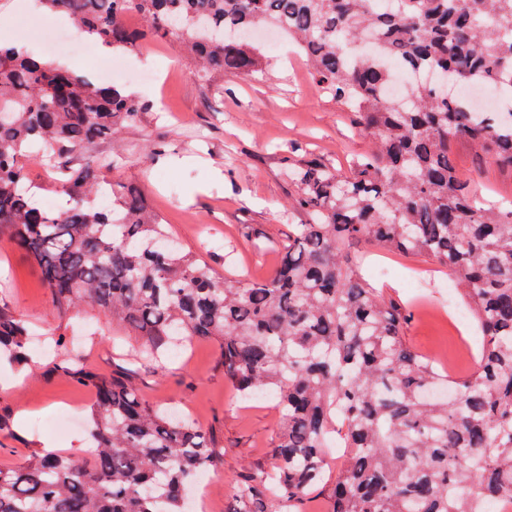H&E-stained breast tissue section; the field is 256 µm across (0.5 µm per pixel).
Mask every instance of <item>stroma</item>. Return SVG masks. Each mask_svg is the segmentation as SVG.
Listing matches in <instances>:
<instances>
[{"instance_id":"35a3bbf8","label":"stroma","mask_w":512,"mask_h":512,"mask_svg":"<svg viewBox=\"0 0 512 512\" xmlns=\"http://www.w3.org/2000/svg\"><path fill=\"white\" fill-rule=\"evenodd\" d=\"M118 59L128 71L146 68L157 79L129 80L151 109L96 145L112 162L103 177L144 192L184 250L203 257L217 273L269 278L289 225L304 220L293 206L297 188L289 167L315 159L346 171L367 150L368 139L313 82L296 45L281 36L265 45L256 72L200 77L171 38L145 39L138 51L119 56L101 52L97 64L108 71ZM454 155L483 198L512 206V169L478 162L463 140ZM364 269L409 309L406 338L415 351L452 357L458 335L478 336L475 323L456 331L437 314V306L458 310L462 304L446 291L452 282L448 271L431 259L374 253ZM0 304L37 331L27 364L0 355V467L16 468L42 454L46 439L71 455L88 445L92 388L41 357V335L61 334L79 347L92 374L125 378L150 405L177 410L210 434L220 456L208 470L205 496L196 499L197 512H225L233 505L238 475L269 468L281 420L276 402L244 400L225 378L215 342L194 341L160 366L141 355V337L113 325L99 309L82 306L59 317L34 263L4 235ZM21 409L26 418H18Z\"/></svg>"}]
</instances>
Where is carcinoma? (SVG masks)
I'll return each mask as SVG.
<instances>
[{"label": "carcinoma", "mask_w": 512, "mask_h": 512, "mask_svg": "<svg viewBox=\"0 0 512 512\" xmlns=\"http://www.w3.org/2000/svg\"><path fill=\"white\" fill-rule=\"evenodd\" d=\"M37 0L88 38L131 51L149 35L180 40L200 71L253 72L248 33L272 27L296 41L314 81L349 111L373 147L348 175L294 164L295 209L280 262L265 280L221 279L183 252L134 187L101 180L92 145L150 105L120 85L0 44V235L32 258L61 317L87 305L158 352L213 340L242 397L272 396L281 426L270 472L238 479L228 512H303L334 437L350 449L330 492L332 512H477L512 503V210L478 195L456 165L465 140L512 167V111L474 112L467 98L416 86L387 95L377 43L412 71L484 82L512 96V0ZM145 22L127 23L131 14ZM55 146L62 212L37 205L25 161ZM428 256L456 280L481 333L473 370L449 378L406 342L407 309L348 251ZM29 327L0 307V349L19 357ZM93 385L90 453H59L0 469V512H188L190 485L214 465L211 438L155 410L123 380L77 369Z\"/></svg>", "instance_id": "1"}]
</instances>
